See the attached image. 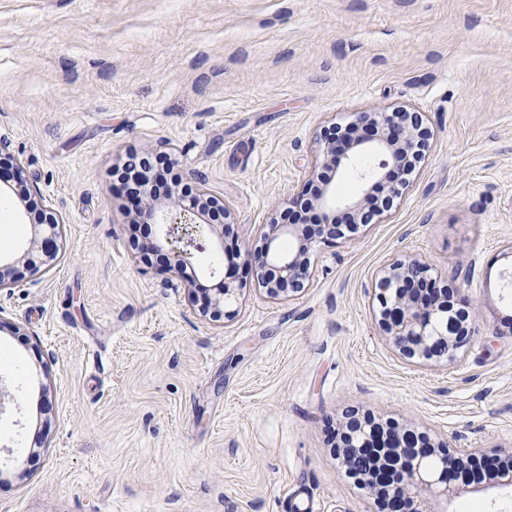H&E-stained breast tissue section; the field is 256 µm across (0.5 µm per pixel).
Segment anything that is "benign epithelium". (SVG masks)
<instances>
[{
	"label": "benign epithelium",
	"mask_w": 512,
	"mask_h": 512,
	"mask_svg": "<svg viewBox=\"0 0 512 512\" xmlns=\"http://www.w3.org/2000/svg\"><path fill=\"white\" fill-rule=\"evenodd\" d=\"M421 125L422 118L416 112H359L347 128L324 135L310 171V180L317 181L314 194L296 202L314 212L313 223L276 224L254 250L224 251V236L213 235V225L205 222L219 200L204 188L191 195L175 188L161 200L146 193L136 197L128 194V217L133 224L165 226L151 247L164 254V264L190 288L194 279L186 275V270L193 266L194 252L204 249L196 235L210 234L211 250L224 255L225 262L224 278L216 294L206 296L204 313L214 320L223 316L227 301L235 297L233 273L241 263L260 273L258 281L267 297L289 299L305 289L321 246L343 238L344 225L336 220V186L323 173L335 172L361 155L372 154L379 159L377 171L371 176L373 183L362 197L346 202L349 217L369 224V212L379 217L388 210L386 206L377 207V200L396 199L406 187L396 178L397 168L410 155L412 136L425 137ZM30 234V242L40 244L45 261H53L60 250V222L50 214L40 217L30 224ZM285 239L295 242L287 252L280 250ZM15 263L16 258L0 255V290L18 283ZM378 288V323L402 356L442 362L469 344L471 323L466 313L455 307L448 286L440 285L419 261L391 264L379 279ZM339 452L357 470L370 468L396 478L386 487L380 512H425L426 497L448 495V483L462 472L458 465L461 458L439 450L425 434L402 433L374 421H352Z\"/></svg>",
	"instance_id": "benign-epithelium-1"
}]
</instances>
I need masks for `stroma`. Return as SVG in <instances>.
<instances>
[{"label":"stroma","instance_id":"stroma-1","mask_svg":"<svg viewBox=\"0 0 512 512\" xmlns=\"http://www.w3.org/2000/svg\"><path fill=\"white\" fill-rule=\"evenodd\" d=\"M418 112L429 148L382 223L321 247L305 292L253 269L222 322L134 244L128 151L231 207L227 250L309 191L315 138ZM0 512H376L334 444L349 411L512 460V0H0ZM65 249L46 267L43 210ZM414 257L470 312L446 363L401 358L376 281ZM431 512H512L494 475Z\"/></svg>","mask_w":512,"mask_h":512}]
</instances>
